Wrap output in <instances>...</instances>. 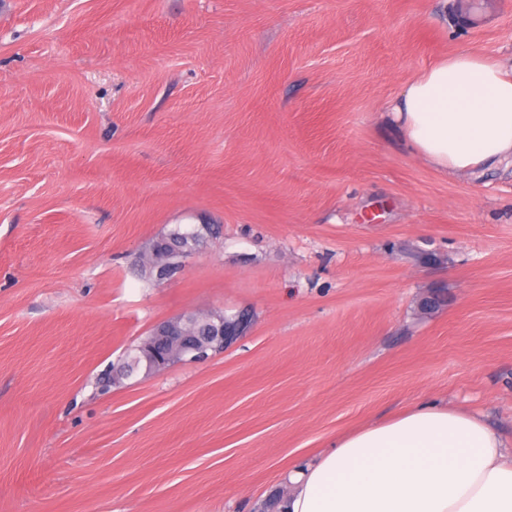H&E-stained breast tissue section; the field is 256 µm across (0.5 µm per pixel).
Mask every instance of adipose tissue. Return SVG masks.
<instances>
[{"mask_svg":"<svg viewBox=\"0 0 512 512\" xmlns=\"http://www.w3.org/2000/svg\"><path fill=\"white\" fill-rule=\"evenodd\" d=\"M386 117L445 177L512 169V67L473 52L443 58ZM288 484L283 512H512V447L480 416L429 400L337 437Z\"/></svg>","mask_w":512,"mask_h":512,"instance_id":"obj_1","label":"adipose tissue"}]
</instances>
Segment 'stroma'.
<instances>
[{"instance_id": "stroma-1", "label": "stroma", "mask_w": 512, "mask_h": 512, "mask_svg": "<svg viewBox=\"0 0 512 512\" xmlns=\"http://www.w3.org/2000/svg\"><path fill=\"white\" fill-rule=\"evenodd\" d=\"M455 2L0 0V512H257L428 398L512 438V170L444 177L383 117L444 57L512 65V0ZM242 308L102 390L156 323ZM192 228L194 231L189 235L191 246H188L186 250H176L166 253L162 257V260L157 263V273L161 278H170L173 275V272H177L182 267L188 256H190L194 251L201 249L207 242V236L211 233L208 224H201L188 229L191 230ZM183 316L155 325L149 336L140 345H138L139 342L134 345V347L138 345L136 349L148 368H155L157 364L162 363L170 366L175 362L203 359L210 355L209 351L212 353H223L249 332L253 320L252 318L248 320L244 310L237 312L234 319L225 321L223 312H213L210 318L212 326L211 336H209L206 342L196 348H192L186 354L179 345L173 342L175 336H171L178 323L182 321ZM159 341H172L170 349L163 356V362H161L155 352V346Z\"/></svg>"}]
</instances>
